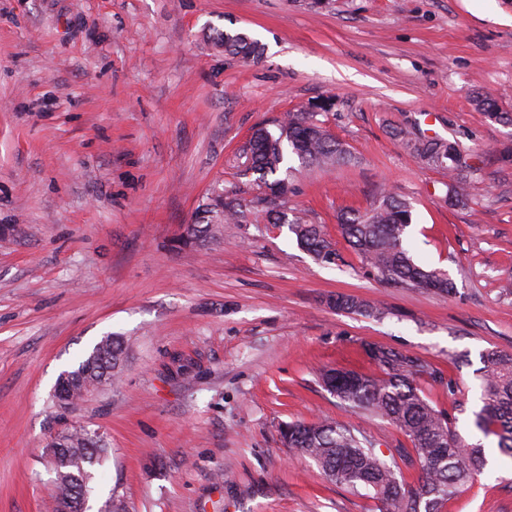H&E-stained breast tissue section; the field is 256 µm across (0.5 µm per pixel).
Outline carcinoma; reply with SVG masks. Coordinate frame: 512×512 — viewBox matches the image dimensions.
I'll return each instance as SVG.
<instances>
[{"mask_svg":"<svg viewBox=\"0 0 512 512\" xmlns=\"http://www.w3.org/2000/svg\"><path fill=\"white\" fill-rule=\"evenodd\" d=\"M213 40L224 51L246 60H258L263 55L259 42L242 32H218ZM474 102L488 119L512 125V113L499 111L491 95L480 94ZM276 126L275 134L265 126L256 127L235 153V158L242 160V175L254 177L259 190L251 203L268 223L288 225L316 262L334 264L338 255L322 228L306 223L295 212L288 213L293 185L284 166L287 157L293 155L306 167L330 168L349 162L351 154L314 112H288ZM393 136L425 165L448 172L450 199L457 203L468 199L471 165L457 144L402 129L394 131ZM250 214L247 205L234 195L210 197L198 207L194 224L185 229V243L215 240L223 224L245 223ZM411 222L410 205L386 191L365 210H349L338 219L342 235L380 281L453 293L455 285L448 274L425 269L410 255L407 237ZM329 303L341 310L376 313L368 301L355 295L336 294ZM367 352L380 375L329 367L320 371L322 385L345 407L388 422L408 438L411 447L386 455L377 451L364 433L328 419L287 423L281 429L283 443L312 459L328 480L369 491L378 512H443L445 504L485 466L484 448L460 437L450 418L422 394L420 380L442 379L432 364L376 343L368 345ZM122 362L120 339L103 337L77 367L62 372L54 397L69 407L114 385ZM481 362L482 406L475 413V427L486 436H497L499 448L512 453V355L487 351ZM53 443L54 455L61 462L67 461L63 468H53V501L63 497L68 512H83V504L93 491L92 467L106 451L102 438L82 426H70L62 429ZM412 459L420 466L415 482L407 481L399 465Z\"/></svg>","mask_w":512,"mask_h":512,"instance_id":"carcinoma-1","label":"carcinoma"}]
</instances>
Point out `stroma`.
Returning a JSON list of instances; mask_svg holds the SVG:
<instances>
[{"label":"stroma","instance_id":"stroma-1","mask_svg":"<svg viewBox=\"0 0 512 512\" xmlns=\"http://www.w3.org/2000/svg\"><path fill=\"white\" fill-rule=\"evenodd\" d=\"M219 30L259 41L261 60L213 47ZM483 92L512 112V0H0V512H51L65 420L107 446L89 512H376L280 435L330 418L408 447L319 381L325 366L377 374L369 343L435 366L426 398L485 449L443 512H512V458L474 425L481 353H512V126L475 107ZM300 111L352 154L323 171L288 159V206L338 264L258 214L183 245L211 193L254 198L234 158L252 129ZM397 128L470 150L467 205ZM384 190L410 203V253L453 295L378 281L342 237L340 212ZM110 334L119 384L61 412L59 374ZM329 303L333 307H336V309L357 312L365 315H371L378 312L368 301L355 295L336 294L329 299Z\"/></svg>","mask_w":512,"mask_h":512}]
</instances>
